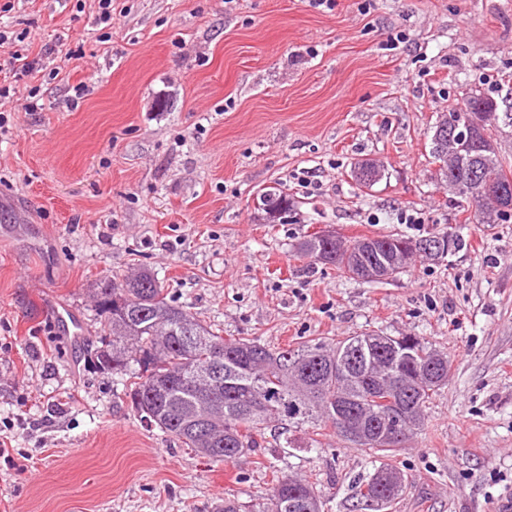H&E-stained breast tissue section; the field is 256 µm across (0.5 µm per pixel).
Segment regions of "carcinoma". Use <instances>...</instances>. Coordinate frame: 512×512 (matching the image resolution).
<instances>
[{
  "label": "carcinoma",
  "mask_w": 512,
  "mask_h": 512,
  "mask_svg": "<svg viewBox=\"0 0 512 512\" xmlns=\"http://www.w3.org/2000/svg\"><path fill=\"white\" fill-rule=\"evenodd\" d=\"M496 101L471 93L463 105L448 110V137L434 126L431 156L439 164L436 180L466 205L472 224H498L512 219V197L494 207L483 200L486 182L512 185L492 144L488 118ZM273 219L288 218V194L270 187L259 195ZM442 256L463 242L443 233L412 240L399 233L365 238L341 246L318 235L308 236L297 252L336 267L356 278L357 264L379 263L411 245L435 239ZM101 317L99 363L128 376L132 408L150 425L213 462L232 463L257 447L256 433L270 421L283 425L320 423L359 447L378 462L360 482L364 502L380 499L391 505L403 495L392 492L391 463L397 449L420 431L432 397L448 382V353L418 336L364 333L343 339H313L292 349H273L256 339L227 340L167 298L164 286L147 269L98 284ZM409 407L413 421L401 439H387L385 416L396 404ZM204 419L205 432L190 422ZM258 512H322L316 483L281 474Z\"/></svg>",
  "instance_id": "carcinoma-1"
}]
</instances>
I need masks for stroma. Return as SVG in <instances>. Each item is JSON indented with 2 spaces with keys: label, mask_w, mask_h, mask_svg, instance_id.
I'll return each mask as SVG.
<instances>
[{
  "label": "stroma",
  "mask_w": 512,
  "mask_h": 512,
  "mask_svg": "<svg viewBox=\"0 0 512 512\" xmlns=\"http://www.w3.org/2000/svg\"><path fill=\"white\" fill-rule=\"evenodd\" d=\"M0 0V512H256L271 470L314 479L324 512H369L373 466L331 431L268 423L231 463L196 455L99 368L97 283L145 266L224 338L272 348L366 332L448 353L447 385L397 460L389 512L512 503V223L469 224L429 154L439 113L477 92L512 162V0ZM86 85L83 98L74 89ZM38 110H25L28 96ZM381 177L363 187L354 162ZM280 186L287 223L259 194ZM464 241L373 284L299 256L304 236ZM67 307L82 328L60 332ZM296 450H288V442Z\"/></svg>",
  "instance_id": "1"
}]
</instances>
